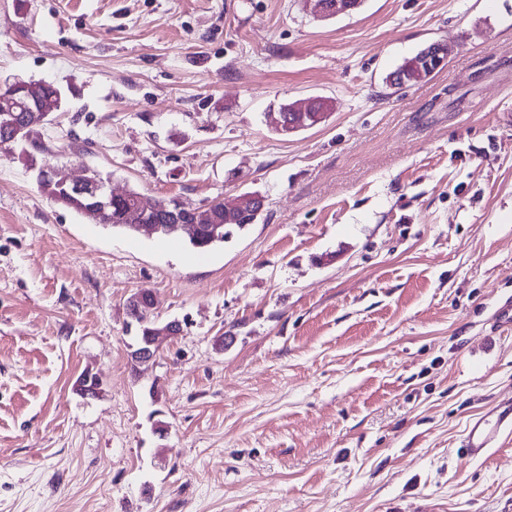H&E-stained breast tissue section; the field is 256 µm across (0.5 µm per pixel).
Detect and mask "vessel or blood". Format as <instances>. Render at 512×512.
Listing matches in <instances>:
<instances>
[{"label":"vessel or blood","mask_w":512,"mask_h":512,"mask_svg":"<svg viewBox=\"0 0 512 512\" xmlns=\"http://www.w3.org/2000/svg\"><path fill=\"white\" fill-rule=\"evenodd\" d=\"M506 435H512V398L472 420L463 433L459 451L470 461L486 459Z\"/></svg>","instance_id":"vessel-or-blood-1"}]
</instances>
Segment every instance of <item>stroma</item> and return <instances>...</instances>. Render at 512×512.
Wrapping results in <instances>:
<instances>
[{"label": "stroma", "mask_w": 512, "mask_h": 512, "mask_svg": "<svg viewBox=\"0 0 512 512\" xmlns=\"http://www.w3.org/2000/svg\"><path fill=\"white\" fill-rule=\"evenodd\" d=\"M14 78L66 103L0 148V512H512V439L459 454L512 396V0H0ZM306 97L326 120L278 135ZM42 163L266 208L201 255L56 205ZM139 292L185 328L135 364ZM309 0L313 5V11L321 17H335L345 14L358 6L356 0ZM453 49L446 43L435 42L432 43L431 49L426 51L425 61L429 70L421 68L422 76H426L425 79L433 76L440 69H444L448 63V57L451 55ZM431 70V71H430ZM504 435H512V397L469 423L460 442V454L469 461L485 460L499 448Z\"/></svg>", "instance_id": "obj_1"}]
</instances>
